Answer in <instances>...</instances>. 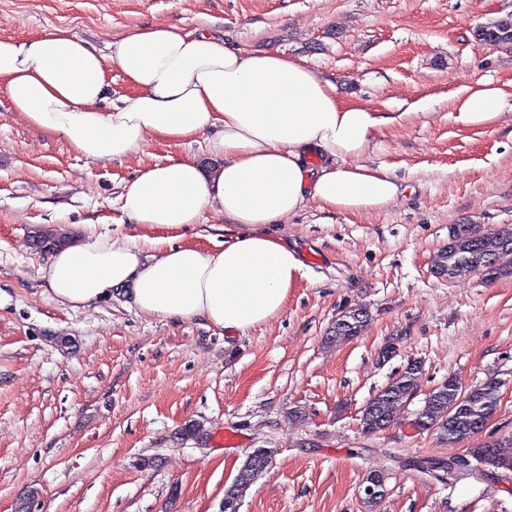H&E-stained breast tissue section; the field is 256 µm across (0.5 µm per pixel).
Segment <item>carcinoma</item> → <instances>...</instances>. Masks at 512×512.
Listing matches in <instances>:
<instances>
[{"mask_svg": "<svg viewBox=\"0 0 512 512\" xmlns=\"http://www.w3.org/2000/svg\"><path fill=\"white\" fill-rule=\"evenodd\" d=\"M479 40L492 46L512 45V14L498 18L476 31ZM61 239L49 230H37L33 245L50 251ZM433 273L450 280L469 273H480L488 281L512 274V227L488 231L479 224H454L450 227L448 247L440 250L432 261ZM371 318L366 307L359 305L346 310L336 319L328 344H340L358 337ZM423 365L410 360L385 387L364 406L360 418L361 430L373 435L390 427L408 402L418 392ZM501 382L488 379L467 388L460 379L450 375L425 395L424 405L414 413L412 424L424 433L450 444L468 442L480 435L497 412ZM272 451L253 450L242 463L237 476L224 488V512H238L241 500L250 486L272 466ZM422 472L430 475L442 470L449 477L473 476L484 467L512 469V435L501 440L484 442L470 448L463 463L424 459L419 462ZM386 476L371 471L366 483L374 492L364 494V503L374 508L386 493Z\"/></svg>", "mask_w": 512, "mask_h": 512, "instance_id": "1", "label": "carcinoma"}]
</instances>
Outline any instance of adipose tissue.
Instances as JSON below:
<instances>
[{
	"mask_svg": "<svg viewBox=\"0 0 512 512\" xmlns=\"http://www.w3.org/2000/svg\"><path fill=\"white\" fill-rule=\"evenodd\" d=\"M118 70L128 94L111 98ZM0 90L31 127L92 162L142 151L147 139L201 143L204 159L142 166L119 196L134 224L176 230L207 212L239 225L217 249L162 237H111L87 225L42 267L71 309L123 290L138 310L244 331L278 316L303 264L275 226L313 201L338 212L385 210L401 192L369 163L388 126L408 120L347 101L305 61L245 53L193 26L151 24L99 49L71 30L0 38ZM512 91L477 81L454 100L457 122L497 124Z\"/></svg>",
	"mask_w": 512,
	"mask_h": 512,
	"instance_id": "obj_1",
	"label": "adipose tissue"
}]
</instances>
